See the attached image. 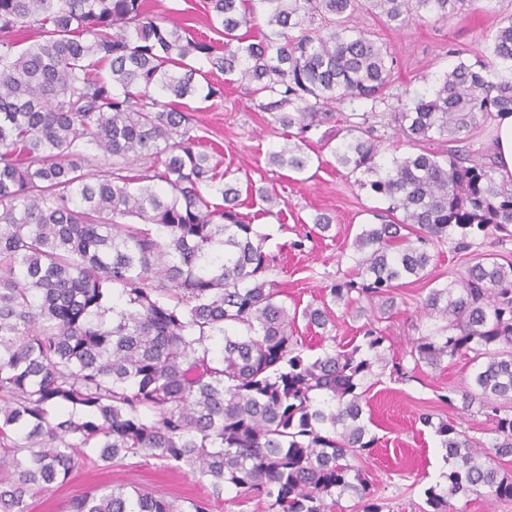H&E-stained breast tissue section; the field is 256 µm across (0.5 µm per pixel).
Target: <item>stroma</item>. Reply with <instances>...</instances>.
Masks as SVG:
<instances>
[{"mask_svg":"<svg viewBox=\"0 0 512 512\" xmlns=\"http://www.w3.org/2000/svg\"><path fill=\"white\" fill-rule=\"evenodd\" d=\"M147 8L161 16L167 27L185 28L217 44L224 41L209 25L207 0H147ZM510 15L512 0H476L474 6L445 21L429 17L397 30L364 11L359 24L397 60L387 89L388 102L393 105L432 88L458 59L473 61L489 55L490 33L501 18ZM208 79L222 87V97L199 96L189 102L204 148L213 153L221 169L239 181L273 190L284 198L286 206L278 215L261 214L262 203L257 199L245 201L241 211L253 217L256 229L266 237V250L278 256L270 277L282 286L287 305L320 304L326 285L352 278V241L363 225L373 223L371 211L381 201L369 189L359 187L354 175L337 169L326 150L300 174L271 166L268 154L285 143L287 130L268 125L245 83L226 82L224 74L217 71ZM319 214L332 219L331 230L323 235L313 224ZM454 246L451 238L432 243L429 279L393 288L390 301H376L371 316L360 315L357 304L340 303L331 307L325 335H315L302 319L293 328L297 348L308 358L333 345L348 349L361 343L363 326L369 321L385 338L387 363L374 366L367 379L366 398L373 418L370 431L378 442L372 453L354 461L382 498L384 512H424L426 489L448 469L438 437L420 423V415L431 414L436 422H454L466 435L485 444L493 438V424L480 403L461 410L446 402L451 391L464 389L470 382L472 365L467 358H448L440 366L430 367L415 365L408 354L409 338L439 326L438 321L421 316L422 300L430 288L467 265L465 253L455 251ZM395 361L401 363L402 372H393ZM120 484H132L184 505L208 491L207 479L167 468L153 458L128 459L109 467L82 464L65 483L27 498L28 512H62L73 496Z\"/></svg>","mask_w":512,"mask_h":512,"instance_id":"35a3bbf8","label":"stroma"}]
</instances>
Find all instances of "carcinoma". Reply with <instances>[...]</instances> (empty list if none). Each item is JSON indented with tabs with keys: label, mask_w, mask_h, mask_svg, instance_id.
<instances>
[{
	"label": "carcinoma",
	"mask_w": 512,
	"mask_h": 512,
	"mask_svg": "<svg viewBox=\"0 0 512 512\" xmlns=\"http://www.w3.org/2000/svg\"><path fill=\"white\" fill-rule=\"evenodd\" d=\"M398 29L448 19L467 0H366ZM211 41L166 28L146 0H0V512L64 482L83 458L151 457L230 485L267 512H333L346 495L383 512L349 458L377 442L364 421L366 378L386 337L311 359L296 319L326 329L329 303H369L429 277L427 245L459 234V251L512 226V184L457 143L512 113V16L491 56L461 60L394 113L415 151L381 160L370 115L389 107L395 60L350 27L361 0H208ZM324 24H315V18ZM264 21L257 42L249 33ZM34 28L39 39L18 48ZM237 75L273 127L290 130L269 164L300 174L312 135L335 105H370L318 142L360 187L388 203L352 243L355 278L330 300L290 309L269 278L276 256L239 212L242 189L202 149L182 100L221 93L202 68ZM456 146L434 149L438 140ZM102 156L104 174L92 171ZM263 212L284 200L258 191ZM136 217L139 224L123 222ZM428 318L445 325L410 342L414 366L469 357L475 399L496 438L479 446L452 422L435 426L446 484L425 512H458L459 495L512 500V261L474 254L430 289ZM65 512H185L145 490L110 487Z\"/></svg>",
	"instance_id": "carcinoma-1"
}]
</instances>
